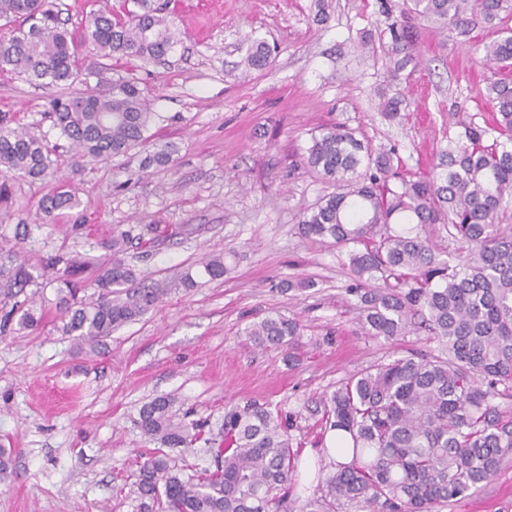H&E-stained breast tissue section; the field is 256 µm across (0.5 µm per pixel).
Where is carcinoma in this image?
I'll return each instance as SVG.
<instances>
[{
	"instance_id": "obj_1",
	"label": "carcinoma",
	"mask_w": 512,
	"mask_h": 512,
	"mask_svg": "<svg viewBox=\"0 0 512 512\" xmlns=\"http://www.w3.org/2000/svg\"><path fill=\"white\" fill-rule=\"evenodd\" d=\"M399 15L387 14L391 76L413 60L415 21L465 37L478 24L498 23L500 38L485 46L500 77L488 85L492 120L458 123L430 175L414 179L394 166V153L376 152L345 126L311 137L303 157L331 191L304 215L299 233L348 250L362 329L387 339L426 330L441 346L434 356L395 355L336 385L322 397L324 429L336 433V463L299 512H436L479 490L512 455V0H409ZM116 18L108 6L90 12L75 36L60 10L46 0H0V19L19 22L0 41V71L37 87L84 84L74 66L78 48L100 56L164 59L178 44L166 17L151 0ZM272 52L263 40L248 41L244 64L264 70ZM52 128L72 150L71 167L125 156L146 144L157 117L138 85L118 79L54 100ZM177 147L158 145L145 159L166 166ZM56 149L33 127L11 126L0 114V206L12 200L9 181L42 179L55 170ZM400 179L391 189L388 182ZM79 206L64 184L39 205V221L55 224ZM458 244L441 251L431 239L437 226ZM133 240L112 233L109 261L93 267L87 282L75 279L87 265L57 256L55 270L61 331L90 349L117 328L137 320L168 294L166 285H136L124 254ZM208 281L224 278V254L202 262ZM36 265L0 248V299L12 302L0 316V334L18 326L33 330L41 318L33 298L19 301L36 284ZM94 288L97 298L81 296ZM302 324L269 316L247 329L261 347L287 349ZM176 397L159 396L139 411L141 434L158 445L140 466L138 512H282L298 468L293 415L247 401L224 409L222 431L205 437V425L187 423ZM212 446L214 469L184 474L171 466L167 448Z\"/></svg>"
}]
</instances>
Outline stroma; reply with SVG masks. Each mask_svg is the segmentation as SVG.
Here are the masks:
<instances>
[{
    "mask_svg": "<svg viewBox=\"0 0 512 512\" xmlns=\"http://www.w3.org/2000/svg\"><path fill=\"white\" fill-rule=\"evenodd\" d=\"M179 39L164 61L101 59L79 51L89 86L118 78L138 83L159 118L154 143L177 145L167 168H142L145 148L72 172L58 152L53 177L14 182V202L0 208V248L38 260L55 254L101 261L113 229L146 234L150 247L128 249L139 282L164 281L172 291L139 320L97 349L62 335L55 285L41 289L40 326L0 335V446L16 451V472L0 481V512H136L130 489L153 445L136 426L139 410L175 396L187 421L219 431L228 405L259 400L295 416L300 461L296 497L312 493L324 431L316 405L324 393L375 361L406 352L436 354L426 334L393 339L365 334L346 251L302 237L298 222L327 191L303 161L312 135L342 124L372 149H393L403 171L425 177L439 161L457 122L491 120L483 62L494 29L475 28L467 43L433 23H420L419 54L395 82L379 38L382 4L402 0H331L330 19L315 21L314 0H159ZM275 49L261 72L242 68L248 38ZM409 104L396 121L380 113L383 94ZM58 89L0 74V112L13 123L38 124L50 143L58 133L44 120ZM78 191V214L89 229L70 231V217L39 224L41 199L59 181ZM28 234L16 235L18 223ZM188 225L189 236L174 235ZM223 252L224 279L186 289L203 258ZM308 288L283 289L286 280ZM304 326L292 348H262L247 329L270 315ZM441 512H512V456L491 481Z\"/></svg>",
    "mask_w": 512,
    "mask_h": 512,
    "instance_id": "stroma-1",
    "label": "stroma"
}]
</instances>
